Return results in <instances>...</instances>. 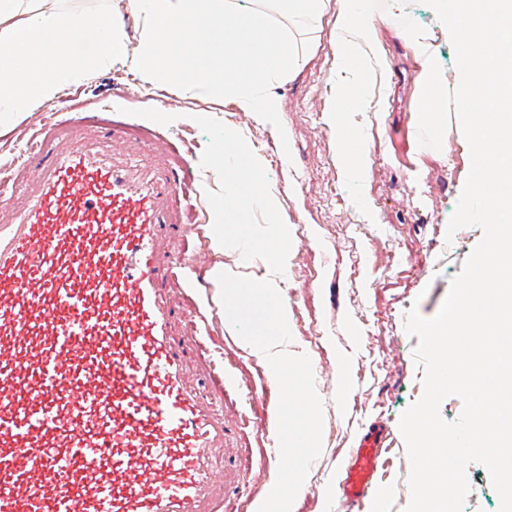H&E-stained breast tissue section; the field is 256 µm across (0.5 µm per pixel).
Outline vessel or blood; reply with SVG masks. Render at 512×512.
<instances>
[{"label": "vessel or blood", "mask_w": 512, "mask_h": 512, "mask_svg": "<svg viewBox=\"0 0 512 512\" xmlns=\"http://www.w3.org/2000/svg\"><path fill=\"white\" fill-rule=\"evenodd\" d=\"M173 152L113 122L49 129L0 206V512H213L224 420L189 379L161 290L188 193ZM386 429L351 449L361 506Z\"/></svg>", "instance_id": "b4317fda"}]
</instances>
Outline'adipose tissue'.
Masks as SVG:
<instances>
[{"instance_id": "ef3b65f1", "label": "adipose tissue", "mask_w": 512, "mask_h": 512, "mask_svg": "<svg viewBox=\"0 0 512 512\" xmlns=\"http://www.w3.org/2000/svg\"><path fill=\"white\" fill-rule=\"evenodd\" d=\"M125 4L142 25L133 50L121 11ZM329 9L330 0H113L110 9L89 12L0 0V126L54 101L105 63L129 66L143 81L188 98L222 91L264 123L277 125L282 102L272 88L304 63ZM335 30L340 60L350 58L352 35L384 58L372 0H347ZM85 32L94 34L95 49L75 55L73 38ZM210 160L224 165L225 217L238 222L253 209H275L277 195L235 129H225Z\"/></svg>"}]
</instances>
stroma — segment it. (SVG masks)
Segmentation results:
<instances>
[{"label":"stroma","mask_w":512,"mask_h":512,"mask_svg":"<svg viewBox=\"0 0 512 512\" xmlns=\"http://www.w3.org/2000/svg\"><path fill=\"white\" fill-rule=\"evenodd\" d=\"M375 17L385 64L357 41L351 63L340 64L333 19L325 17L307 63L275 88L284 105L275 127L210 94L169 96L167 89L144 83L119 64L99 68L58 98L85 116L96 115L98 104L111 103L112 119L167 142L191 163L193 221L170 238L175 274L166 290L182 304L175 337L183 338L191 323L206 324L207 342L223 350L224 370L234 382L228 394L215 390L197 350L188 348L192 377L224 410L225 464L236 473L225 493L234 512H254L278 468L270 426L279 391L202 294L205 272L219 262L226 272L257 280L270 272L268 253L257 249L242 259L234 236L225 237L223 255L210 246L211 194L223 190L224 172L211 166L207 153L228 128L248 141L277 193L274 212L253 210L246 223L260 241L282 230L290 237L288 272L275 285L288 313L293 349L310 357L323 402V450L309 468L294 512H351L338 487L339 465L361 436L380 424L388 426L392 439L381 452L377 483L361 512H405L411 499V465L399 419L423 394V369L414 358L418 339L405 329L407 313L413 307L425 318L439 312L483 232L470 226L446 235L471 167L457 122L448 125L446 149L418 144L424 56L402 32L411 25L425 30L429 55L452 88L459 76L447 29L423 0H375ZM354 82L364 84V102L337 96V86ZM336 111L365 149L366 180H355L339 158V133L331 119ZM55 121L45 104L0 128V179L9 175L28 136ZM189 279L195 289L186 300L182 294ZM343 356L350 359L345 380L338 369ZM467 478L471 491L462 512H499L487 468L471 464Z\"/></svg>","instance_id":"obj_1"}]
</instances>
